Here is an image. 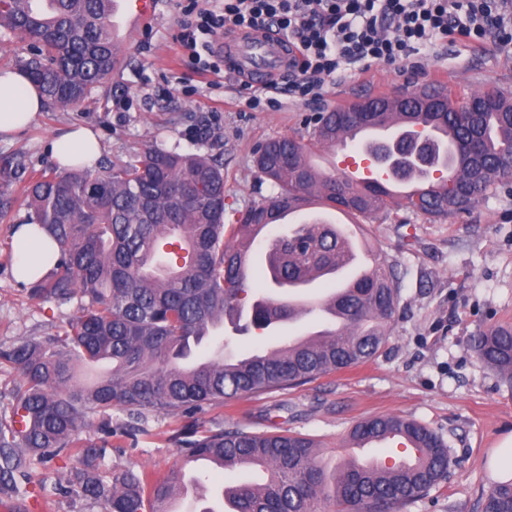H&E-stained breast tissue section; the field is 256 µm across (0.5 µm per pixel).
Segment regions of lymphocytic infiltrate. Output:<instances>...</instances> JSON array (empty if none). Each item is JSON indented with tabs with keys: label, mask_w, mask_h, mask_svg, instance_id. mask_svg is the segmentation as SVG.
<instances>
[{
	"label": "lymphocytic infiltrate",
	"mask_w": 512,
	"mask_h": 512,
	"mask_svg": "<svg viewBox=\"0 0 512 512\" xmlns=\"http://www.w3.org/2000/svg\"><path fill=\"white\" fill-rule=\"evenodd\" d=\"M178 40L205 71L200 38L218 31L268 30L292 48L289 92L319 100L326 79L345 66L409 59L418 49L458 35L512 44V0H197L181 6Z\"/></svg>",
	"instance_id": "f902f5d3"
}]
</instances>
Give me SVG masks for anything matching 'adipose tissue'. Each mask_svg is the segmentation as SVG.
Listing matches in <instances>:
<instances>
[{"instance_id": "ef3b65f1", "label": "adipose tissue", "mask_w": 512, "mask_h": 512, "mask_svg": "<svg viewBox=\"0 0 512 512\" xmlns=\"http://www.w3.org/2000/svg\"><path fill=\"white\" fill-rule=\"evenodd\" d=\"M44 105L36 87L22 73H0V132L25 127ZM52 153L63 165L91 164L98 158L99 142L91 129L80 127L55 140ZM14 244L19 256L16 275L26 283L36 281L59 258L57 244L34 224L20 225L14 234Z\"/></svg>"}]
</instances>
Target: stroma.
Masks as SVG:
<instances>
[{
    "instance_id": "obj_1",
    "label": "stroma",
    "mask_w": 512,
    "mask_h": 512,
    "mask_svg": "<svg viewBox=\"0 0 512 512\" xmlns=\"http://www.w3.org/2000/svg\"><path fill=\"white\" fill-rule=\"evenodd\" d=\"M155 2L150 25L128 41L123 64L79 109H45L28 127L0 135V161L17 162L9 176L0 175V194L15 200L0 218V349L51 333L78 310L74 302L58 308L31 300L14 276V230L28 216L23 187L52 163L53 141L72 126L95 132L105 162L131 159L147 145L221 155L226 202L240 208L275 193L254 165L258 145L281 136L309 139L312 113L429 85L512 97V49L492 38L458 37L420 48L405 63L348 66L314 103L294 97L280 79L274 92L280 108L252 111L241 102L239 77L194 71L176 39L177 0ZM366 228L374 253L403 274L400 311L385 348L350 370L230 400L193 419L202 428L239 425L315 438L329 480L351 459L348 435L355 424L380 415L413 420L444 436L452 465L446 483L403 512H481L493 482L490 459L512 436V389L476 357L472 344L480 331L512 325V193L489 194L453 222L401 209L377 214ZM323 326L311 314L277 329L231 335L229 348L246 353ZM184 423L180 416L148 413L136 440L113 437L109 463L167 474L178 461L172 437Z\"/></svg>"
}]
</instances>
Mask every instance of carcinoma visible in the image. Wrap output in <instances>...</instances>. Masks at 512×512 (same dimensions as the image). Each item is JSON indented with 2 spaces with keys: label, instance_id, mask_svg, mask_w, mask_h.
I'll return each mask as SVG.
<instances>
[{
  "label": "carcinoma",
  "instance_id": "cac0c4a2",
  "mask_svg": "<svg viewBox=\"0 0 512 512\" xmlns=\"http://www.w3.org/2000/svg\"><path fill=\"white\" fill-rule=\"evenodd\" d=\"M110 2L0 0V34L34 45L16 66L48 108L84 102L122 62L112 39ZM432 91L442 100L439 112L424 111L426 89L408 103L370 98L375 112H321L312 141L336 147L358 126L384 123L394 110L409 113L443 127L460 159L452 173L458 192L443 175L407 199L377 181L357 187L318 172L310 164V145L290 136L270 139L256 152L255 166L278 192L245 208L224 203L220 160L151 145L129 161L52 170L31 180L24 191L31 223L53 238L60 256L51 272L30 284L29 296L59 306L76 299L79 307L56 333L25 336L0 353L19 375L10 395L0 397V506L26 512L29 486H42L34 474L63 456L75 458V465L58 474L56 484L102 504L103 512H169L184 468L198 456L217 459L219 469L251 462L264 470L259 486L245 481L224 487L230 512H318L330 496L337 512H401L445 481L452 460L443 435L398 416L363 420L350 440L397 434L420 454L410 464L377 469L347 463L336 470L330 495L317 443L288 431L220 425L201 431L187 424L174 436L180 464L166 476L119 465L107 482L99 474L114 429L133 437L151 411L184 416L227 399L290 389L365 363L386 346L400 308L402 275L383 262L332 300L342 319L318 341L237 359L213 356L192 368L179 364L210 331L226 324L239 330L247 309L250 325L261 331L302 312L288 299L246 303L251 252L258 231L275 223V212L316 202L364 220L401 207L446 219L509 184L494 159L512 149V99L495 91L472 93L471 101L488 99L493 106L471 112L452 93ZM470 137L482 142L478 156L463 148ZM338 257L335 225L301 224L269 242L266 272L275 286L291 287L310 271L335 270ZM474 351L512 387L511 326L480 332ZM98 362H110L112 369L90 385L76 382L79 370ZM114 408L127 417L115 428ZM89 412L98 416L94 427L85 419ZM482 507L512 512V479L492 483Z\"/></svg>",
  "mask_w": 512,
  "mask_h": 512
}]
</instances>
